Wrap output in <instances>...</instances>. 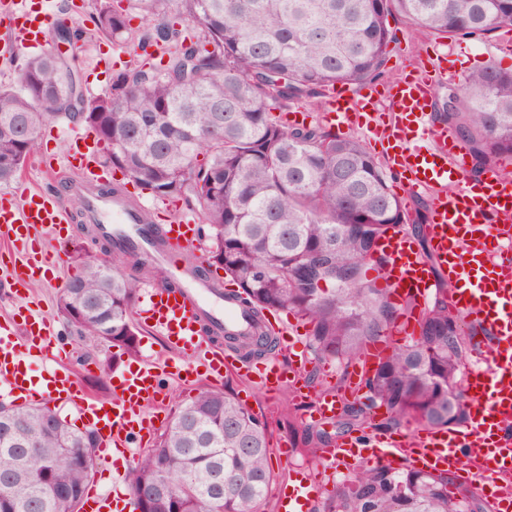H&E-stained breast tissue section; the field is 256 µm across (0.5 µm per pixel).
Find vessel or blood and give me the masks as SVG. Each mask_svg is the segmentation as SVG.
<instances>
[{"label": "vessel or blood", "instance_id": "1", "mask_svg": "<svg viewBox=\"0 0 512 512\" xmlns=\"http://www.w3.org/2000/svg\"><path fill=\"white\" fill-rule=\"evenodd\" d=\"M53 17L48 0H0V25L17 45L40 46ZM447 77L446 69L434 66L424 75L399 82L389 95L387 117L379 113L373 97L355 102L338 87L330 93L329 112L341 125L363 122L390 167L401 172L410 187L430 194L431 260H424L417 242L402 231L384 236L378 249L388 260L386 286L395 303L424 304L441 272L452 288L455 306L486 324L490 340L464 383L468 420L458 429L417 428L396 437L377 431L365 439L351 436L327 449L323 459L348 467L406 458L416 468L448 470L465 483H477L493 512H512V487L504 483L512 475V436L504 431L505 423L512 421V176L492 170L480 187L466 184L463 147L447 128L432 124L428 113L433 85ZM96 154V146L89 144L67 159L80 171L85 222L145 244L144 227L153 221L151 205L121 194L98 193V185L107 177ZM68 221L64 202L52 189L27 193L19 204L0 201V236L7 239L12 258L20 262L14 286L26 287L46 272L51 265L46 244L59 237ZM160 233V244L145 245L147 256L154 260L167 259L174 248H193L199 239L198 226L183 219L161 225ZM136 318L169 347L193 346V359L166 358L114 368L112 396L106 402L78 386L62 362L65 349L50 323L32 312L0 323V382L7 385L10 396L27 401L48 397L75 407L83 425L97 434L98 462L104 467L112 449L146 446L153 423L145 411L165 413L170 380L219 386L225 376L234 375L267 392L284 388L303 392L307 415L329 421L335 419L343 393L357 392L363 371L386 351L382 344L369 349L350 372L344 391L312 393L301 372L306 357H299L297 367L286 369L273 358L237 361L228 358L220 344L202 342L204 321L220 329L244 320L238 304L223 299L206 283L148 289ZM18 332L23 345L8 344V336ZM323 486L322 478L310 475L283 483L276 495V512H313ZM114 508L111 495L93 488L86 491L83 512Z\"/></svg>", "mask_w": 512, "mask_h": 512}]
</instances>
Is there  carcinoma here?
I'll return each instance as SVG.
<instances>
[{"mask_svg": "<svg viewBox=\"0 0 512 512\" xmlns=\"http://www.w3.org/2000/svg\"><path fill=\"white\" fill-rule=\"evenodd\" d=\"M93 0L95 32L137 40L144 62L115 72L108 90L87 96L77 66L51 53L27 59L15 82L0 86V185L19 178L41 129L60 119L88 126L106 162L160 199L198 209L208 227V267L237 282L254 315L290 313L309 326L316 360L349 368L366 345L412 303L394 305L376 286L386 260L378 241L406 224L422 230L388 186L364 145L319 124H292L288 109L336 85L383 75L398 14L443 37L481 36L512 28V0ZM138 10L152 26L130 27ZM165 48L154 56L148 48ZM280 110L274 115L272 110ZM479 172L512 157V72L473 71L437 112ZM109 248L134 258L132 272L101 269L76 251L58 313L93 344L138 351L132 312L141 279L153 271L133 246L105 235ZM441 281L417 319L419 336L392 348L361 378L365 400L345 401L334 433L302 431L300 453L313 465L323 448L353 430L416 424L449 429L467 420L461 386L475 331ZM84 307L71 316L72 303ZM108 332L99 336V329ZM245 357L275 347L260 324L221 335ZM387 418L374 422V409ZM37 406L0 405V512H78L94 470L73 454L96 458L97 435L60 420L49 431ZM140 512H265L276 475L267 422L230 393L202 387L179 404L155 443L126 475ZM448 473L366 465L322 493V512H484L477 493L453 492Z\"/></svg>", "mask_w": 512, "mask_h": 512, "instance_id": "cac0c4a2", "label": "carcinoma"}]
</instances>
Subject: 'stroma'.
<instances>
[{"label":"stroma","mask_w":512,"mask_h":512,"mask_svg":"<svg viewBox=\"0 0 512 512\" xmlns=\"http://www.w3.org/2000/svg\"><path fill=\"white\" fill-rule=\"evenodd\" d=\"M390 26L395 33V40L389 45L385 75L376 82L378 89L392 87L409 71L426 64L427 49L437 43L442 46L440 61L443 67L459 77H467L478 65L492 64L512 71V54L505 55L496 49L501 39L500 33L480 39L458 36L443 40L439 36L419 30L411 21L400 16L392 18ZM42 49L77 57L80 83L84 92L91 96L104 93L112 81L111 71L97 65L100 52L111 51L121 67L134 66L142 61L136 44L132 42L112 45L85 37L64 44L57 42L54 32L51 31L46 32ZM86 133L87 129L83 124L67 120L46 125L41 132L37 152L28 161L20 180L0 185V195L18 197L38 188L53 187V178L44 166L45 158L51 157L57 161L67 158L74 151L80 137ZM52 248L60 254V262L48 272L46 278L32 282L24 294H16L9 286L11 265L0 266V321L11 318L20 305H29L51 325L62 329L61 339L65 344L67 361L80 386L96 396L109 394V375L104 372L102 365L107 362L114 366H124L128 363L127 358L114 356L112 350L106 347L80 341L71 332L63 330V322L57 314L60 290L76 272L70 260L74 250H82L87 258L93 260L102 258L103 253L86 234L79 231L77 223L74 222L67 224L62 238L53 241ZM224 387L268 422L272 442H280L290 447L289 459L283 460L276 456L271 459V465L279 480L293 478L298 473H309L310 468L303 461L299 449L292 446L291 432L296 428L320 431L324 428L323 422L311 421L299 415L291 419L281 417V409L295 403L289 391L263 392L232 375L228 376Z\"/></svg>","instance_id":"35a3bbf8"}]
</instances>
